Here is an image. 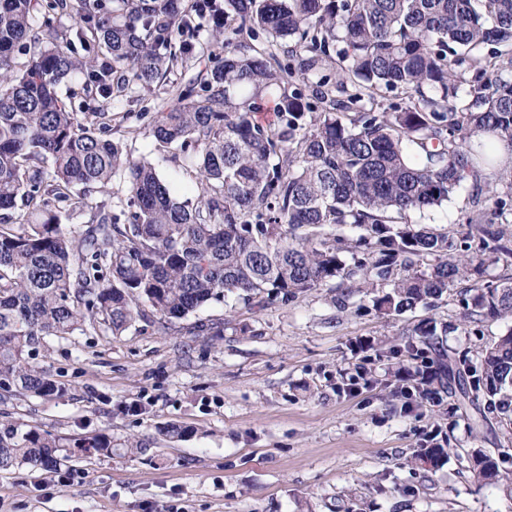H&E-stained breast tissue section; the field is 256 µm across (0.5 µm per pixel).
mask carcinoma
Masks as SVG:
<instances>
[{
  "label": "carcinoma",
  "mask_w": 512,
  "mask_h": 512,
  "mask_svg": "<svg viewBox=\"0 0 512 512\" xmlns=\"http://www.w3.org/2000/svg\"><path fill=\"white\" fill-rule=\"evenodd\" d=\"M178 70L185 83L166 85ZM78 78L113 104L171 96L149 123L177 162L169 181L112 139L109 110L59 96ZM267 96L277 117L261 124ZM494 165L512 173V0H0V388L61 395L35 362L53 337L332 280L370 289L384 316L465 280L468 322L512 317V280L486 276L512 258V185L478 184ZM184 177L193 200L176 195ZM116 179L115 204L101 192ZM468 180L477 210L461 237L411 220ZM446 335L427 318L402 345L434 370L420 397L454 396L511 437L512 328L474 357L450 356ZM63 448L110 456L112 436L66 442L0 419V470L55 465ZM472 461L475 480L512 492L494 458L476 448Z\"/></svg>",
  "instance_id": "cac0c4a2"
}]
</instances>
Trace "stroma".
<instances>
[{"mask_svg":"<svg viewBox=\"0 0 512 512\" xmlns=\"http://www.w3.org/2000/svg\"><path fill=\"white\" fill-rule=\"evenodd\" d=\"M112 136L173 173L146 121L116 119ZM336 296L329 283L262 309L213 303L167 328L51 339L37 362L63 394L0 389V415L65 438L103 432L117 450L68 449L60 469L82 476L63 488L48 470H0V512H512L500 484L470 472L473 449L506 447L496 421L477 429L453 398L405 393L395 374L407 361L392 352L427 317L447 324L452 354L492 343L512 319L469 323L457 288L389 319L361 293L345 309ZM201 319L223 321L222 332L195 331ZM360 367L368 386L344 392ZM171 423L187 435L168 441ZM433 434L450 448L437 467L415 460ZM130 439L145 453L120 452Z\"/></svg>","mask_w":512,"mask_h":512,"instance_id":"1","label":"stroma"}]
</instances>
